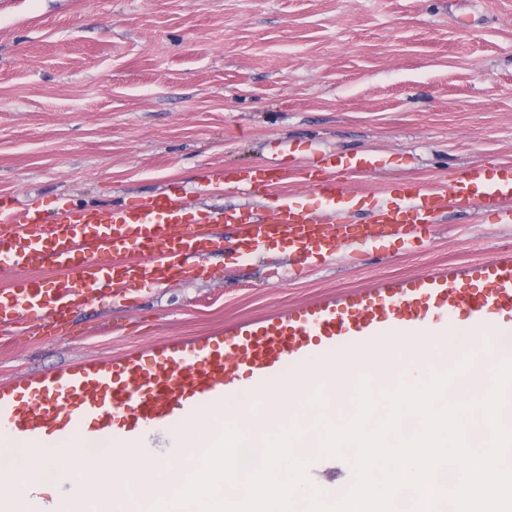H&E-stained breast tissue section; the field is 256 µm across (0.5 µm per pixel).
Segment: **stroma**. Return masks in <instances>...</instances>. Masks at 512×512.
I'll use <instances>...</instances> for the list:
<instances>
[{
  "label": "stroma",
  "mask_w": 512,
  "mask_h": 512,
  "mask_svg": "<svg viewBox=\"0 0 512 512\" xmlns=\"http://www.w3.org/2000/svg\"><path fill=\"white\" fill-rule=\"evenodd\" d=\"M381 157L351 178L371 209L403 178L512 163V0H0V196L52 220L163 191L189 214L239 210L204 176L270 162L324 173L325 153ZM512 224L448 212L427 241L348 238L312 265L236 247L169 284L113 290L64 322L0 325V384L86 359L492 259Z\"/></svg>",
  "instance_id": "obj_1"
}]
</instances>
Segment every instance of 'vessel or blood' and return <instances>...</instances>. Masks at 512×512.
Masks as SVG:
<instances>
[{
    "label": "vessel or blood",
    "instance_id": "1",
    "mask_svg": "<svg viewBox=\"0 0 512 512\" xmlns=\"http://www.w3.org/2000/svg\"><path fill=\"white\" fill-rule=\"evenodd\" d=\"M326 163L349 172L382 168L371 154L331 155ZM302 181L301 171L277 164L261 178L244 172L223 181L205 178L200 193L236 189L264 206L246 217L207 210L192 221L185 220L181 198L173 193L108 209L65 204L49 227L40 213L0 197V271L8 275L10 293L8 302L0 301V324L61 315L94 291L132 284L151 289L184 276L200 259L222 250L214 227L223 223L237 225L244 256L258 255L270 240L281 238L300 259H330L344 239L336 216L352 201V190L333 176L311 182L324 210L309 213L288 191ZM397 193V199L376 207L372 226L362 231L365 239L375 238L383 226L400 233L405 222L432 224L438 214L473 207L493 208L500 223L512 224V165L494 177L473 163L444 181L403 180ZM459 309L470 329L512 335L511 249L489 261L384 280L277 317L229 325L216 336L170 340L121 358L85 360L2 384L0 433L32 450L74 445L86 455L108 446L115 430L182 423L224 397L249 393L314 347L347 351L385 326L442 322Z\"/></svg>",
    "mask_w": 512,
    "mask_h": 512
}]
</instances>
